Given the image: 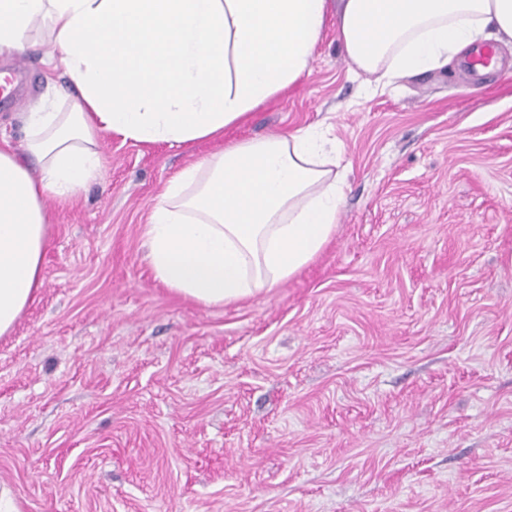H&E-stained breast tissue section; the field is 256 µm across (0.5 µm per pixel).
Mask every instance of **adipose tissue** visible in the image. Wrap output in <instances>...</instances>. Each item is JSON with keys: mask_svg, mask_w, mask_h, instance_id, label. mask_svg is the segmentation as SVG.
<instances>
[{"mask_svg": "<svg viewBox=\"0 0 512 512\" xmlns=\"http://www.w3.org/2000/svg\"><path fill=\"white\" fill-rule=\"evenodd\" d=\"M328 0H0V56L36 27L77 94L25 116L22 151L0 140V337L42 285L46 199L64 206L102 175L101 139L224 142L165 187L143 227L157 281L205 306L279 287L332 239L345 182L338 145L309 126L225 139L300 80ZM336 33L352 71L382 91L443 68L493 37L512 43V0H340Z\"/></svg>", "mask_w": 512, "mask_h": 512, "instance_id": "1", "label": "adipose tissue"}]
</instances>
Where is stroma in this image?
<instances>
[{
	"instance_id": "1",
	"label": "stroma",
	"mask_w": 512,
	"mask_h": 512,
	"mask_svg": "<svg viewBox=\"0 0 512 512\" xmlns=\"http://www.w3.org/2000/svg\"><path fill=\"white\" fill-rule=\"evenodd\" d=\"M378 94L328 24L230 139L328 128L348 188L322 253L204 307L142 227L217 151L102 142L51 207L43 285L0 338V483L23 512H512V43ZM39 44L25 104L66 84Z\"/></svg>"
}]
</instances>
